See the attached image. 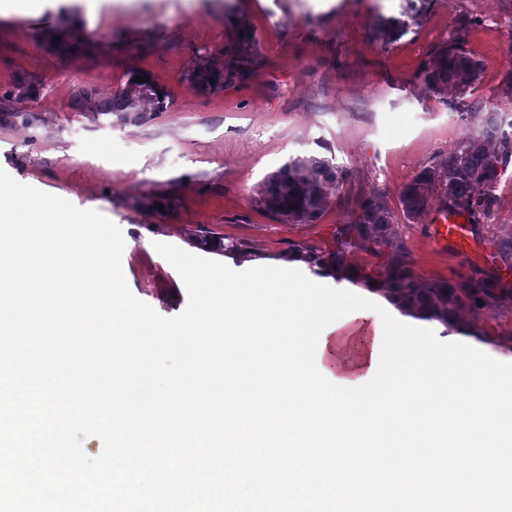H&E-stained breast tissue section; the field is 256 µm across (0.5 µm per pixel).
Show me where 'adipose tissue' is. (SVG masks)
<instances>
[{
	"mask_svg": "<svg viewBox=\"0 0 512 512\" xmlns=\"http://www.w3.org/2000/svg\"><path fill=\"white\" fill-rule=\"evenodd\" d=\"M375 339V323L370 317H357L335 328L325 337L323 368L335 378L354 381L367 375Z\"/></svg>",
	"mask_w": 512,
	"mask_h": 512,
	"instance_id": "1",
	"label": "adipose tissue"
}]
</instances>
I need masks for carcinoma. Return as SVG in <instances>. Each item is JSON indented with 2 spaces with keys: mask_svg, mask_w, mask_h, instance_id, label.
Instances as JSON below:
<instances>
[{
  "mask_svg": "<svg viewBox=\"0 0 512 512\" xmlns=\"http://www.w3.org/2000/svg\"><path fill=\"white\" fill-rule=\"evenodd\" d=\"M227 39L219 54H204L184 72V79L199 93L212 94L248 83L263 67L264 59L254 29L236 9L224 4ZM408 28L399 20L382 18L375 29L385 42L398 39ZM480 62L465 48L459 31L438 43L418 71L417 79L432 94L452 88L463 98L480 79ZM147 73L131 68L126 80L112 93L82 88L74 97L80 108L94 103V119L116 118L122 124H142L168 108L169 95L153 79L139 82L136 76ZM36 91L19 84L0 94V124L22 119L29 126L41 121L35 112H21L15 102L35 101ZM512 163V122L509 129L489 117L477 131H467L448 151L437 154L401 190L400 205L409 219L424 216L433 201L448 210L463 213L472 224H489L497 205L495 188L500 173ZM351 178V171L327 158L297 156L269 174L256 192L257 203L273 220L282 224H313L323 215L332 197L338 195ZM349 220L336 229L331 247L305 243L288 245L287 257L298 259L320 274L326 270L336 279L352 283L373 282L380 292L395 300L402 313L433 320L455 331L473 336L478 329L460 320L464 309L481 310L496 297L494 283H452L423 280L413 271L409 253L392 229L393 215L374 194L362 196ZM190 243L211 251L249 254L246 242L225 240L204 224L186 233ZM355 249L384 257L375 274L355 270L348 255Z\"/></svg>",
  "mask_w": 512,
  "mask_h": 512,
  "instance_id": "cac0c4a2",
  "label": "carcinoma"
}]
</instances>
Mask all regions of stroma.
<instances>
[{
	"label": "stroma",
	"mask_w": 512,
	"mask_h": 512,
	"mask_svg": "<svg viewBox=\"0 0 512 512\" xmlns=\"http://www.w3.org/2000/svg\"><path fill=\"white\" fill-rule=\"evenodd\" d=\"M256 31L264 66L246 85L195 91L183 73L197 55L219 53L227 30L221 0H42L38 10L0 14V92L34 85L40 123L0 125V169L116 224L131 293L159 315L188 304L178 272L155 243L197 253L185 235L198 224L243 240L249 255L211 253L234 270L284 267L289 243L326 246L356 200L376 194L391 211L416 274L425 279L489 280L501 289L487 308L465 312L482 341L512 355V266L498 243L512 238V165L495 190L492 223L468 225L463 248L439 247L428 218H405L400 191L466 131L455 92L427 93L417 73L450 32L483 63L466 104L503 121V79L512 70V0H424L421 16L395 42L374 36L380 18L402 17L407 0H234ZM85 30L75 57L59 55L45 33L63 21ZM169 93V107L144 124L99 126L73 111L76 92L109 90L129 68ZM318 156L350 168V182L313 224H281L261 211L259 184L289 158ZM167 193L169 213L141 207Z\"/></svg>",
	"instance_id": "obj_1"
}]
</instances>
